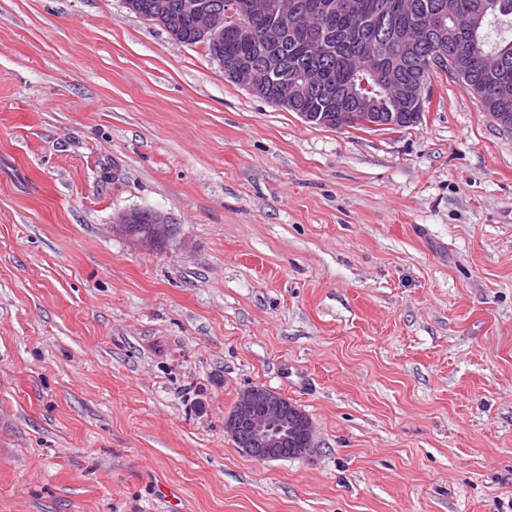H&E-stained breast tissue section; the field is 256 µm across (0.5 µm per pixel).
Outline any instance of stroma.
I'll return each instance as SVG.
<instances>
[{"instance_id":"obj_1","label":"stroma","mask_w":512,"mask_h":512,"mask_svg":"<svg viewBox=\"0 0 512 512\" xmlns=\"http://www.w3.org/2000/svg\"><path fill=\"white\" fill-rule=\"evenodd\" d=\"M429 86L318 127L124 0H0V512H512V133ZM253 386L310 452L235 446ZM113 226V229L119 234L125 236L133 246L142 251H153L157 249L170 236L172 230V222L158 211L147 210L132 211L121 216ZM126 224L128 229H142L145 224L146 231L138 236H129L126 232ZM224 429L241 441L237 448L261 461H276L306 454L313 444V425L298 406H288L282 395L262 386L251 387L240 394ZM298 437L300 448L284 442ZM282 445L284 448L281 449ZM294 448V450H293Z\"/></svg>"}]
</instances>
